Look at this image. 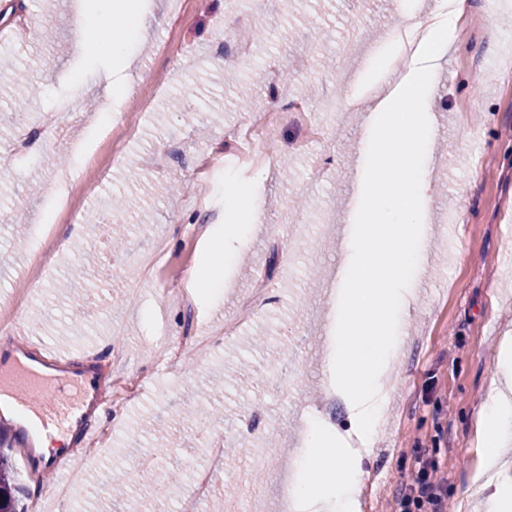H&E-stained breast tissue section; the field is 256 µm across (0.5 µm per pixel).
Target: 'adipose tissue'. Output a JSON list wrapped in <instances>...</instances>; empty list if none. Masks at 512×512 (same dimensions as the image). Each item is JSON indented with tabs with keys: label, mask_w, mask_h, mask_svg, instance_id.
I'll return each instance as SVG.
<instances>
[{
	"label": "adipose tissue",
	"mask_w": 512,
	"mask_h": 512,
	"mask_svg": "<svg viewBox=\"0 0 512 512\" xmlns=\"http://www.w3.org/2000/svg\"><path fill=\"white\" fill-rule=\"evenodd\" d=\"M466 0H440L425 38L396 89L371 113L360 162V223L342 249L336 334L328 356L331 379L355 421L357 435L372 439L386 401L388 365L401 351L400 328L414 303L429 227L422 203L430 190L434 119L429 98L446 53L458 50ZM140 0H98L77 16L78 45L102 49L117 73L114 95L128 87L143 32ZM499 384L476 416L481 475L492 494L486 512H512V476L501 455L512 446V344L499 349ZM302 475L294 486L299 512H355L365 482L362 459L344 437L314 418L303 430Z\"/></svg>",
	"instance_id": "ef3b65f1"
}]
</instances>
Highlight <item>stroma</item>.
Masks as SVG:
<instances>
[{
    "label": "stroma",
    "mask_w": 512,
    "mask_h": 512,
    "mask_svg": "<svg viewBox=\"0 0 512 512\" xmlns=\"http://www.w3.org/2000/svg\"><path fill=\"white\" fill-rule=\"evenodd\" d=\"M93 0H0V298L28 297L20 335L73 355L96 354L112 371V397L95 424V464L83 471L69 512H177L194 482L189 462L225 451L204 512H229L241 482L264 474L250 512H280L283 485L298 467L302 415L330 417L363 456L360 512H394L416 457L434 459L455 512L479 464L475 417L512 334V0H467L460 49L444 57L431 98L439 122L424 204L432 227L415 285L404 352L390 367L386 417L362 443L347 408L331 410L328 340L336 330L340 233L355 224L364 110L345 95L384 49L402 0H142L150 28L128 95L112 102V124L139 113L129 140L101 142L87 192L61 219L64 250L42 275L31 269V227L52 210L69 152L42 115L59 103L67 140L84 141L105 100L111 59L78 54L77 5ZM180 52L162 56L160 42ZM84 76L73 90V74ZM283 120L262 151V168L241 160L237 135L248 112ZM247 188L263 213L230 260L205 239L233 223L227 191ZM168 253L153 276L143 261L156 238ZM74 283L95 295L79 308L57 290L83 256ZM219 264L220 290L182 301L170 290L183 271ZM234 333L203 350L194 331ZM183 348L179 364L171 348ZM170 445H155L156 425ZM24 451H10L19 506L29 512L47 474L31 478ZM169 469L181 484L157 498Z\"/></svg>",
    "instance_id": "obj_1"
}]
</instances>
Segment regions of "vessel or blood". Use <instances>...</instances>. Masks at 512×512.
I'll list each match as a JSON object with an SVG mask.
<instances>
[{"mask_svg": "<svg viewBox=\"0 0 512 512\" xmlns=\"http://www.w3.org/2000/svg\"><path fill=\"white\" fill-rule=\"evenodd\" d=\"M10 392L20 416L36 415L42 424L60 421L74 445L90 446L92 418L105 394L94 358L76 362L72 354L41 343L12 340L0 347V393ZM34 438L29 425L0 435L1 448H29Z\"/></svg>", "mask_w": 512, "mask_h": 512, "instance_id": "obj_1", "label": "vessel or blood"}]
</instances>
